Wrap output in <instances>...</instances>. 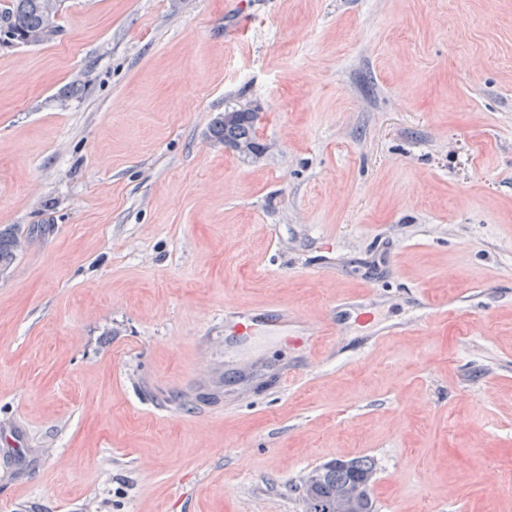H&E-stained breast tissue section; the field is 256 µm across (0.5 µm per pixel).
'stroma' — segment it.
Segmentation results:
<instances>
[{
	"label": "stroma",
	"instance_id": "stroma-1",
	"mask_svg": "<svg viewBox=\"0 0 512 512\" xmlns=\"http://www.w3.org/2000/svg\"><path fill=\"white\" fill-rule=\"evenodd\" d=\"M59 25L0 48V512H302L361 456L377 512H512V0ZM421 290L457 320L396 333ZM258 113L249 105H238L214 118L209 127L210 137L224 143L244 156L257 157L261 144L257 139ZM22 246L23 242L18 232L11 228L0 229V271L9 268Z\"/></svg>",
	"mask_w": 512,
	"mask_h": 512
}]
</instances>
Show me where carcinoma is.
<instances>
[{
	"mask_svg": "<svg viewBox=\"0 0 512 512\" xmlns=\"http://www.w3.org/2000/svg\"><path fill=\"white\" fill-rule=\"evenodd\" d=\"M46 0H0V46L41 45L59 34L58 16L48 13ZM258 113L239 105L214 118L210 137L244 156L261 152L257 139ZM23 242L10 228L0 229V271L9 268ZM376 471L374 459L362 456L337 459L313 468L302 479L303 492L314 501L315 512H349L375 508L366 480Z\"/></svg>",
	"mask_w": 512,
	"mask_h": 512,
	"instance_id": "obj_1",
	"label": "carcinoma"
}]
</instances>
